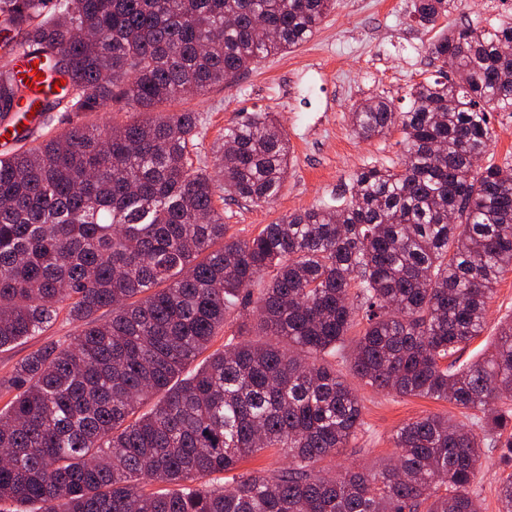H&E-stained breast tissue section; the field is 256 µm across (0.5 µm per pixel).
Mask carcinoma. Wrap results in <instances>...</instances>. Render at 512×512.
<instances>
[{
  "mask_svg": "<svg viewBox=\"0 0 512 512\" xmlns=\"http://www.w3.org/2000/svg\"><path fill=\"white\" fill-rule=\"evenodd\" d=\"M457 0H412L435 26ZM336 0H0L21 35L0 45V116L137 113L232 86L261 59L306 42ZM512 21L443 31L427 52L438 77L410 107L368 100L361 139L401 131V166L370 162L336 206H316L226 237L230 198L273 203L292 163L269 112L225 128L213 171L192 167L194 112H160L43 134L0 156V351L59 313L66 345L23 357L0 393V504L15 512H481L480 459L504 468L512 512V321L492 350L456 366L482 334L512 270V177L474 161L512 112ZM26 49L48 91L11 57ZM65 84L53 88L55 81ZM453 222H448V214ZM264 287L254 289L259 283ZM112 312L108 320L96 314ZM245 311L276 342L228 339ZM364 324L352 338L350 330ZM203 360H198V357ZM381 392L445 400L467 423L427 415L393 435L394 460L325 473L318 464L362 432V404L336 365ZM154 400L146 411L141 408ZM287 467L206 478L268 449Z\"/></svg>",
  "mask_w": 512,
  "mask_h": 512,
  "instance_id": "cac0c4a2",
  "label": "carcinoma"
}]
</instances>
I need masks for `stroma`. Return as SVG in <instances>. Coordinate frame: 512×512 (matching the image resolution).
Returning <instances> with one entry per match:
<instances>
[{"instance_id":"35a3bbf8","label":"stroma","mask_w":512,"mask_h":512,"mask_svg":"<svg viewBox=\"0 0 512 512\" xmlns=\"http://www.w3.org/2000/svg\"><path fill=\"white\" fill-rule=\"evenodd\" d=\"M411 0H341L314 35L294 51L271 55L245 72L228 89L213 88L206 96L160 104L163 112L191 110L200 116L194 165L211 166L212 148L241 112H270L281 125L292 151L287 179L275 202L256 205L225 199L224 222L230 236L247 239L262 225L294 212L335 204L364 163L399 162L402 134L392 130L368 140L358 138L350 114L368 99L384 98L395 111H407L410 85L435 77L425 48L436 33L471 24L487 26L512 18V0H458L435 28L419 26L410 15ZM512 318V271L497 284L488 304L481 336L459 354L466 365L491 348L501 322ZM79 329L58 317L43 336L0 352V377L43 341H65ZM363 406L365 431L324 470L344 466L372 469L395 455L393 432L402 424L430 414L461 420L446 401L401 397L380 392L352 379Z\"/></svg>"}]
</instances>
